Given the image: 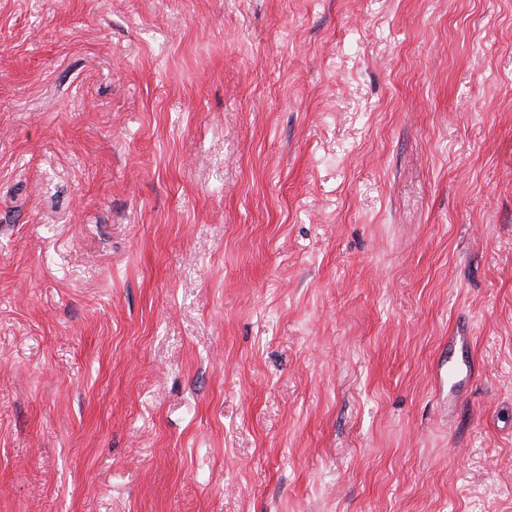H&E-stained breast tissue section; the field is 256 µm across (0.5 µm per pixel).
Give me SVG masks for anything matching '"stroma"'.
Instances as JSON below:
<instances>
[{
  "mask_svg": "<svg viewBox=\"0 0 512 512\" xmlns=\"http://www.w3.org/2000/svg\"><path fill=\"white\" fill-rule=\"evenodd\" d=\"M0 512H512V0H0ZM470 336H449L445 348L444 362L448 366V388L452 396L460 395L459 385L468 381L474 374V366L468 355ZM456 377L458 380L455 381Z\"/></svg>",
  "mask_w": 512,
  "mask_h": 512,
  "instance_id": "35a3bbf8",
  "label": "stroma"
}]
</instances>
